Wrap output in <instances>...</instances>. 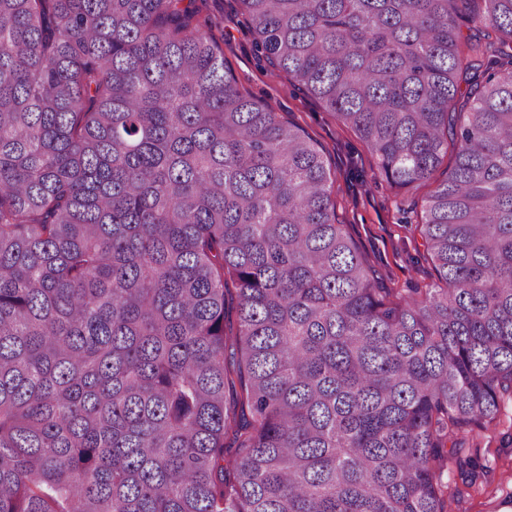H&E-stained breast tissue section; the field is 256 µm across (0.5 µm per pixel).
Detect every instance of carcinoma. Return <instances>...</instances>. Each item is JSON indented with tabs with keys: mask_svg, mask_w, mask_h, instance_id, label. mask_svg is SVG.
Returning a JSON list of instances; mask_svg holds the SVG:
<instances>
[{
	"mask_svg": "<svg viewBox=\"0 0 512 512\" xmlns=\"http://www.w3.org/2000/svg\"><path fill=\"white\" fill-rule=\"evenodd\" d=\"M240 2L395 188L453 143L421 205L437 282L374 279L209 0H0V512H445L448 464L484 475L462 434L512 397V0Z\"/></svg>",
	"mask_w": 512,
	"mask_h": 512,
	"instance_id": "1",
	"label": "carcinoma"
}]
</instances>
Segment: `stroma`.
<instances>
[{
  "mask_svg": "<svg viewBox=\"0 0 512 512\" xmlns=\"http://www.w3.org/2000/svg\"><path fill=\"white\" fill-rule=\"evenodd\" d=\"M223 6L224 60L239 88L269 100L276 112L301 125L324 148L336 171L338 218L348 225L379 281L402 293L431 287L436 275L416 228L428 185L401 190L391 186L379 175L375 157L354 131L339 125L316 101L304 96L286 73L257 53L239 0H223ZM464 441L487 472L468 485L456 469H449L448 512H512V400H504L493 426L466 434Z\"/></svg>",
  "mask_w": 512,
  "mask_h": 512,
  "instance_id": "stroma-1",
  "label": "stroma"
}]
</instances>
